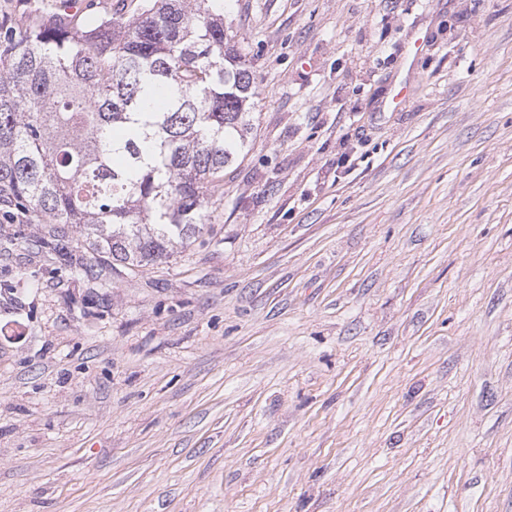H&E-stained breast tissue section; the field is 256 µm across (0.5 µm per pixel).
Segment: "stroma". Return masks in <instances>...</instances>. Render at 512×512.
I'll return each instance as SVG.
<instances>
[{
    "instance_id": "stroma-1",
    "label": "stroma",
    "mask_w": 512,
    "mask_h": 512,
    "mask_svg": "<svg viewBox=\"0 0 512 512\" xmlns=\"http://www.w3.org/2000/svg\"><path fill=\"white\" fill-rule=\"evenodd\" d=\"M224 21L258 95L194 242L83 273L0 215V512H512V0Z\"/></svg>"
}]
</instances>
